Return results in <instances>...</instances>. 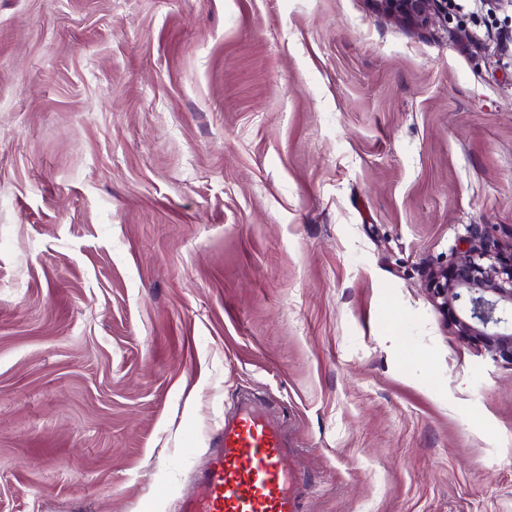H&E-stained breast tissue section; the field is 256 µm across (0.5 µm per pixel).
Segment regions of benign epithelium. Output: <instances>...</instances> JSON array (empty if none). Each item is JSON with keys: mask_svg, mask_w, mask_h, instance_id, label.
Here are the masks:
<instances>
[{"mask_svg": "<svg viewBox=\"0 0 512 512\" xmlns=\"http://www.w3.org/2000/svg\"><path fill=\"white\" fill-rule=\"evenodd\" d=\"M376 8L418 27L450 20L448 0H373ZM435 306L458 336L492 360L512 363V251L503 254L475 226L460 238L451 266L428 280Z\"/></svg>", "mask_w": 512, "mask_h": 512, "instance_id": "7a95c632", "label": "benign epithelium"}]
</instances>
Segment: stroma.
<instances>
[{"label": "stroma", "mask_w": 512, "mask_h": 512, "mask_svg": "<svg viewBox=\"0 0 512 512\" xmlns=\"http://www.w3.org/2000/svg\"><path fill=\"white\" fill-rule=\"evenodd\" d=\"M0 0V512H181L247 402L303 512H512V364L427 291L512 246V10ZM379 11L418 27L451 20L448 0H372Z\"/></svg>", "instance_id": "obj_1"}]
</instances>
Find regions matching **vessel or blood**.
<instances>
[{
    "label": "vessel or blood",
    "instance_id": "obj_1",
    "mask_svg": "<svg viewBox=\"0 0 512 512\" xmlns=\"http://www.w3.org/2000/svg\"><path fill=\"white\" fill-rule=\"evenodd\" d=\"M287 449L286 437L263 416L242 412L225 421L183 512H302L298 477L284 463Z\"/></svg>",
    "mask_w": 512,
    "mask_h": 512
}]
</instances>
